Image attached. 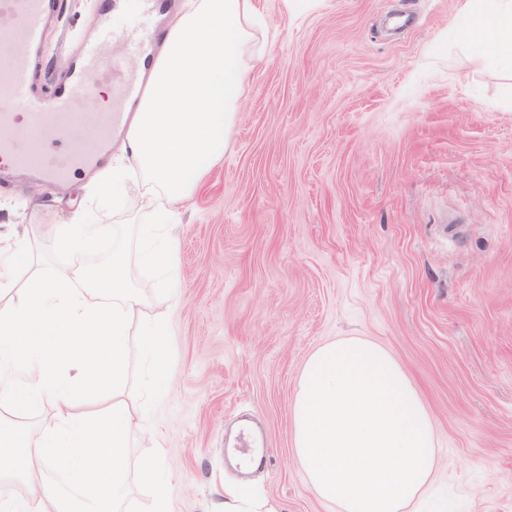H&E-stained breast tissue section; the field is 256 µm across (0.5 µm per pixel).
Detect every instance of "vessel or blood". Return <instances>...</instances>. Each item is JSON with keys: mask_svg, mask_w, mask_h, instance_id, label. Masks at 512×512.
I'll list each match as a JSON object with an SVG mask.
<instances>
[{"mask_svg": "<svg viewBox=\"0 0 512 512\" xmlns=\"http://www.w3.org/2000/svg\"><path fill=\"white\" fill-rule=\"evenodd\" d=\"M142 4V29L124 33L123 39L127 54L148 68L153 63L152 47L162 36L151 19L162 9L163 0H142ZM54 9V0H0V16L11 22L8 29H0V39L10 44L8 54L0 56V100L13 106L12 111L0 112V174L22 170L63 182L78 170L94 168L105 159L112 135L126 129L143 94L139 78L115 80L112 68L102 65L99 44L115 37L105 28L99 42L87 44L73 62L68 82L45 95L34 70ZM93 82L111 90L106 111L80 109L81 94Z\"/></svg>", "mask_w": 512, "mask_h": 512, "instance_id": "vessel-or-blood-1", "label": "vessel or blood"}]
</instances>
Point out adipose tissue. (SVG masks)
<instances>
[{"instance_id": "1", "label": "adipose tissue", "mask_w": 512, "mask_h": 512, "mask_svg": "<svg viewBox=\"0 0 512 512\" xmlns=\"http://www.w3.org/2000/svg\"><path fill=\"white\" fill-rule=\"evenodd\" d=\"M453 37L482 58L512 61V0H460ZM253 0H186L161 42L147 91L120 145L121 161L88 182L120 196L131 173L145 188L135 229L141 265L178 268L174 218L224 157L235 110L265 48ZM292 445L317 496L336 512H412L438 461V443L416 384L381 345L353 336L307 358L291 408Z\"/></svg>"}]
</instances>
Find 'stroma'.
<instances>
[{
    "mask_svg": "<svg viewBox=\"0 0 512 512\" xmlns=\"http://www.w3.org/2000/svg\"><path fill=\"white\" fill-rule=\"evenodd\" d=\"M267 31L231 145L175 228L180 286L148 293L173 366L138 457L161 443L170 512H212L250 484L278 512H336L294 458L290 405L308 355L344 336L385 347L420 389L448 512H512V65L479 66L450 33L457 0H317ZM99 0H59L42 58L59 77L98 38ZM82 181L0 183L69 223Z\"/></svg>",
    "mask_w": 512,
    "mask_h": 512,
    "instance_id": "1",
    "label": "stroma"
}]
</instances>
